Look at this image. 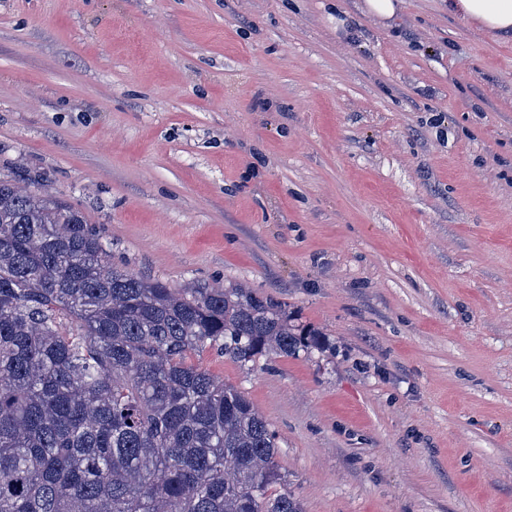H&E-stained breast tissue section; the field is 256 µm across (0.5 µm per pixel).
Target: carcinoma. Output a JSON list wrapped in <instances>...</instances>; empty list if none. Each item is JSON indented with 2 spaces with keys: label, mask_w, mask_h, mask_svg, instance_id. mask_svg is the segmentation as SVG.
Wrapping results in <instances>:
<instances>
[{
  "label": "carcinoma",
  "mask_w": 512,
  "mask_h": 512,
  "mask_svg": "<svg viewBox=\"0 0 512 512\" xmlns=\"http://www.w3.org/2000/svg\"><path fill=\"white\" fill-rule=\"evenodd\" d=\"M321 347L241 286L108 261L82 214L0 177V512H304L247 395L189 362Z\"/></svg>",
  "instance_id": "obj_1"
}]
</instances>
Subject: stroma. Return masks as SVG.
Listing matches in <instances>:
<instances>
[{
    "instance_id": "stroma-1",
    "label": "stroma",
    "mask_w": 512,
    "mask_h": 512,
    "mask_svg": "<svg viewBox=\"0 0 512 512\" xmlns=\"http://www.w3.org/2000/svg\"><path fill=\"white\" fill-rule=\"evenodd\" d=\"M0 0V175L321 350L244 391L305 512H512V37L402 0ZM401 0H364V10L376 18L387 21L400 10Z\"/></svg>"
}]
</instances>
